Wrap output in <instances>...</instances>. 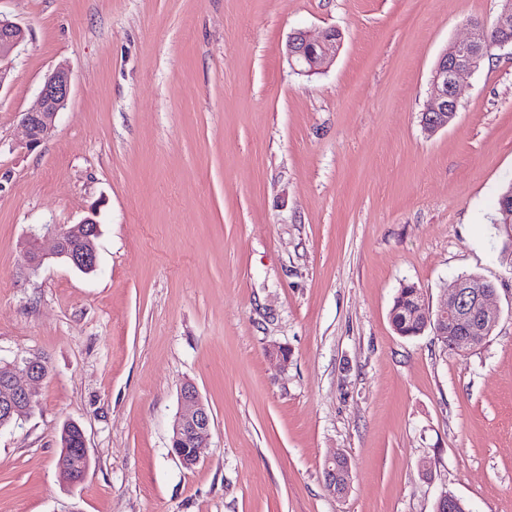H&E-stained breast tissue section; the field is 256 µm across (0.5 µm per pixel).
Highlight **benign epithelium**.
Here are the masks:
<instances>
[{
  "label": "benign epithelium",
  "mask_w": 512,
  "mask_h": 512,
  "mask_svg": "<svg viewBox=\"0 0 512 512\" xmlns=\"http://www.w3.org/2000/svg\"><path fill=\"white\" fill-rule=\"evenodd\" d=\"M502 7L490 22L472 21L470 35L454 42L440 56L431 76L430 99L420 122L423 129L435 133L454 119L458 110L460 79L479 67L480 61L495 50L512 49V0H500ZM26 31L18 23L0 15V63L8 59L25 41ZM288 60L294 69L311 74L326 68L336 57V30H326L319 39L311 38L304 31H296L286 45ZM71 92V75L64 66L57 67L41 85L37 105L20 113L23 131L21 145L28 151L39 147L57 115L66 106ZM100 225L92 216L69 228H48L44 236L30 234L26 241L30 254V266L38 268L49 258H57L72 268L90 274L97 269L96 240ZM52 243L51 252L43 250L41 238ZM496 293L492 284L480 280L459 278L451 293L441 295L435 312L426 308L425 296L419 295L409 320L422 328H431L437 341L448 345L455 352L472 347L485 339L486 327L498 322V312L490 305ZM460 332V336L448 340V328ZM47 376L44 356L32 352L11 362L0 361V429L18 425L34 412L33 385ZM180 410L173 424L171 453L188 468L199 461L202 448L211 436L212 415L197 388L192 384L180 390ZM82 467L73 465V452L69 448L60 451L59 477L70 488L81 485L90 469L91 460L86 437L80 438ZM325 487L335 496L348 492L352 471L348 459L336 455L328 459L324 468Z\"/></svg>",
  "instance_id": "7a95c632"
}]
</instances>
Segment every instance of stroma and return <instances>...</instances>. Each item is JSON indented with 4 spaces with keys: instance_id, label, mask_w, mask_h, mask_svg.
Instances as JSON below:
<instances>
[{
    "instance_id": "1",
    "label": "stroma",
    "mask_w": 512,
    "mask_h": 512,
    "mask_svg": "<svg viewBox=\"0 0 512 512\" xmlns=\"http://www.w3.org/2000/svg\"><path fill=\"white\" fill-rule=\"evenodd\" d=\"M499 0H0L28 29L0 63V358L49 361L0 430V512H512V51L460 80L427 134L432 70ZM336 28L293 71L298 29ZM60 64L71 96L33 152L20 112ZM96 213L98 268L30 269L31 231ZM496 287L478 347L399 336L401 285ZM286 349L280 360L278 349ZM193 383L212 437L170 452ZM83 427L84 483L57 473ZM348 456L337 497L324 465ZM336 30H326L320 39H312L305 31H296L286 45L288 60L304 74L326 68L336 57ZM512 193V183L505 185L499 194L496 203V211L494 218V225L498 231V234L503 239V247H502V256L506 260H512V209L507 210V214H504L502 210V200L503 198ZM81 438L79 442V430L72 424L63 426L60 436L61 451L58 459L59 477L62 483L70 488L81 485L90 469L91 460L86 445L85 433L80 427ZM81 444V448H80ZM65 447V448H63ZM71 448H80L83 455V464L79 471L73 465V452Z\"/></svg>"
}]
</instances>
